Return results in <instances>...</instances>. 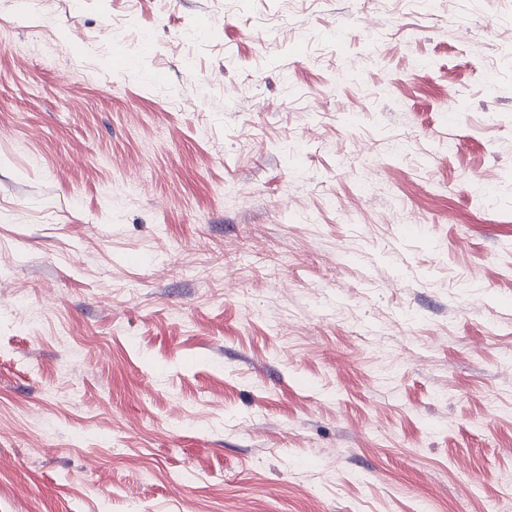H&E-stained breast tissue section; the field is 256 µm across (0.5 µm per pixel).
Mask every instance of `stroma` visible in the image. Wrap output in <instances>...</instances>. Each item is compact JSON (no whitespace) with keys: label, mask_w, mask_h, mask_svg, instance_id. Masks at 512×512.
Instances as JSON below:
<instances>
[{"label":"stroma","mask_w":512,"mask_h":512,"mask_svg":"<svg viewBox=\"0 0 512 512\" xmlns=\"http://www.w3.org/2000/svg\"><path fill=\"white\" fill-rule=\"evenodd\" d=\"M511 354L512 0H0V512H512Z\"/></svg>","instance_id":"stroma-1"}]
</instances>
